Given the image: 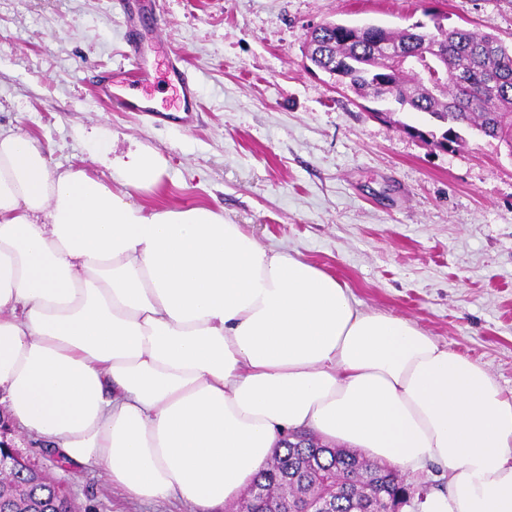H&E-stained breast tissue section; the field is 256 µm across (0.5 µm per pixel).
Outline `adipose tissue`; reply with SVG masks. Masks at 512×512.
<instances>
[{
  "label": "adipose tissue",
  "mask_w": 512,
  "mask_h": 512,
  "mask_svg": "<svg viewBox=\"0 0 512 512\" xmlns=\"http://www.w3.org/2000/svg\"><path fill=\"white\" fill-rule=\"evenodd\" d=\"M115 173L117 190L51 171L0 133V390L20 433L130 498L213 507L309 430L447 466L419 512H512V396L480 364L221 212L137 204L158 152Z\"/></svg>",
  "instance_id": "obj_1"
}]
</instances>
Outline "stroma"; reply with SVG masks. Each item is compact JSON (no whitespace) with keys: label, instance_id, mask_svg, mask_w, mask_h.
Masks as SVG:
<instances>
[{"label":"stroma","instance_id":"obj_1","mask_svg":"<svg viewBox=\"0 0 512 512\" xmlns=\"http://www.w3.org/2000/svg\"><path fill=\"white\" fill-rule=\"evenodd\" d=\"M431 10L512 42V0H0V130L106 181L98 142L115 158L159 152L162 184L134 201L223 210L261 246L345 281L360 308L477 360L511 396L512 159L472 131L453 152L425 145L305 56L321 23L403 27ZM131 31L155 63V104L172 97L157 46L194 75V121L160 125L98 92L102 73L130 78ZM12 444L81 512H196L129 499L100 468L59 465L23 434Z\"/></svg>","mask_w":512,"mask_h":512}]
</instances>
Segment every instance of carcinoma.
<instances>
[{
	"label": "carcinoma",
	"instance_id": "carcinoma-1",
	"mask_svg": "<svg viewBox=\"0 0 512 512\" xmlns=\"http://www.w3.org/2000/svg\"><path fill=\"white\" fill-rule=\"evenodd\" d=\"M306 41L313 46L310 61L334 85L376 103L400 95L404 112L429 116L441 130L439 138L452 146L464 141L460 131L474 129L512 153V44L498 36L464 26L441 32L439 52L448 60V82L430 88L390 57L397 50L415 55L431 49L430 33L417 23L393 30L377 22H326ZM293 438L285 442L286 453L264 463L253 484L263 485L275 496H292L312 488L314 475L321 472L336 481V512H360L364 502L372 510L386 501L411 507L414 499L423 497L399 470L357 449L322 444L311 433ZM14 481L25 487V496L0 494V512L53 510L57 495L51 479L25 471L15 473Z\"/></svg>",
	"mask_w": 512,
	"mask_h": 512
}]
</instances>
